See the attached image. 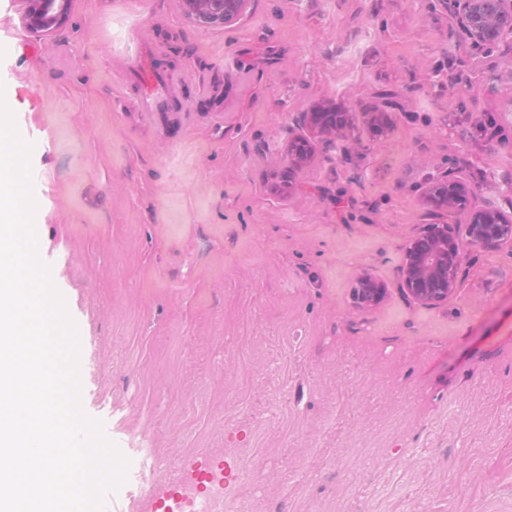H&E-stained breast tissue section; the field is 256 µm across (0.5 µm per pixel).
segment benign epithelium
Returning a JSON list of instances; mask_svg holds the SVG:
<instances>
[{
	"instance_id": "obj_1",
	"label": "benign epithelium",
	"mask_w": 512,
	"mask_h": 512,
	"mask_svg": "<svg viewBox=\"0 0 512 512\" xmlns=\"http://www.w3.org/2000/svg\"><path fill=\"white\" fill-rule=\"evenodd\" d=\"M73 0H19L26 28L34 35H50L62 29L70 15ZM249 0H181L185 17L202 31L234 24ZM456 22L468 35L483 44L512 39V0H442ZM350 114L314 105L302 114L299 133L291 139L289 168L297 170L314 157L317 143L347 136ZM467 193L465 184L443 174L430 179L422 204L431 222L422 225L404 251L398 269L399 290L409 301L435 307L448 301L460 287L463 242L480 248L512 245V212L476 207L465 222L466 239L448 222L456 210V199ZM387 284L367 269L356 276L351 288L353 307L369 312L387 298Z\"/></svg>"
}]
</instances>
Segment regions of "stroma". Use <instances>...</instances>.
<instances>
[{"label": "stroma", "mask_w": 512, "mask_h": 512, "mask_svg": "<svg viewBox=\"0 0 512 512\" xmlns=\"http://www.w3.org/2000/svg\"><path fill=\"white\" fill-rule=\"evenodd\" d=\"M141 48L169 112L139 109ZM0 95L32 145L81 407L124 457L153 451L112 512L217 458L223 512H512V248L465 246L437 307L398 289L429 176L512 209V44L474 42L439 0H250L208 32L181 0H74L41 38L0 0ZM315 104L353 137L289 172ZM363 268L389 288L368 313ZM387 284L368 269H361L351 288L353 307L359 312H369L381 305L387 298Z\"/></svg>", "instance_id": "35a3bbf8"}]
</instances>
